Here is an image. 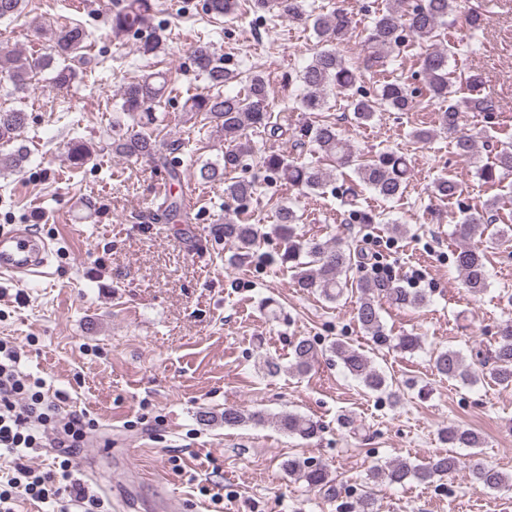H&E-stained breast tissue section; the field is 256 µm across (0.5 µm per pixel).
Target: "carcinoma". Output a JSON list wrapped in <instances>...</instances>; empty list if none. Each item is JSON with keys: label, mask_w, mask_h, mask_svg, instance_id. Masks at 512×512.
<instances>
[{"label": "carcinoma", "mask_w": 512, "mask_h": 512, "mask_svg": "<svg viewBox=\"0 0 512 512\" xmlns=\"http://www.w3.org/2000/svg\"><path fill=\"white\" fill-rule=\"evenodd\" d=\"M252 10L258 18L277 9L288 17L293 25L311 29L322 41L306 66L299 71L297 78L302 93L297 98V110L301 112H324L329 109L331 92L342 96L352 119L362 125L371 122L379 109L391 112H413L422 101L440 104L437 113L438 130L456 135V151L459 157L475 165L478 179L489 188H499L505 177L512 175V142H502L496 146L491 160L482 165L476 164L477 150L474 141L458 133L461 112L496 111L495 102L480 94L481 74L474 71L459 76V83L466 85L473 95L463 100V105L451 103L453 81L448 70L450 49L439 47L434 41L440 30L448 25V16L457 10L459 0H392V4L377 12L369 33L362 45L361 62L355 66L340 53L351 30V18L345 8L338 6L329 15L315 13L307 0H251ZM27 0H0V22H12L22 16ZM239 9L238 0H204L202 11L205 15L235 18ZM157 6L153 0H124L120 10L112 15V33L136 34L142 37L138 52L145 58L155 57L163 49V40L157 32L154 20ZM487 15L469 7L464 14V22L469 36L474 38L485 30ZM51 43V53L31 60L12 50H0V72L6 73L13 91L24 92L39 74L51 69L50 83L64 88L71 86L78 77L73 68L74 60L90 37L88 31L78 25L63 26L44 31ZM411 38L423 45L425 51L418 60L423 82L412 85L401 79H387L377 86L365 90L358 85L362 72H383L393 62L392 55L403 41ZM198 74L214 88L226 87L237 82L243 85L241 92H217L189 99L185 111L202 115L208 123L219 130L224 140L235 144V148L224 152L214 161L199 169L200 180L204 183H224L226 198L237 202L247 201L257 193L254 181L234 180L226 182L225 175L230 171L248 166L253 157L249 136L264 134L281 137L288 128L274 120L269 111V81L261 70H254L243 76L224 65V59L209 46H200L193 53ZM166 80L151 74L139 81L126 85L121 92L120 112L130 121L125 125L117 120L112 124V133L107 135L112 153L127 157H153L156 155L157 140L143 132L145 127L158 130L167 126L168 116L156 114L155 105L165 94ZM28 115L21 109H0V144L9 145L20 137L26 127ZM314 147L315 152L330 158L334 168L341 172L346 168L357 180L384 200L402 197L410 179L411 169L407 157L394 150H386L372 159H363L355 154L351 145L343 137L336 123L320 120L302 125L291 133V148L302 150ZM71 158L83 163L96 153L93 144L74 139L69 143ZM26 153L18 147L7 153H0V175L5 171L21 168ZM258 165L266 173L282 180L291 187L303 192L318 193L330 182L331 174L312 162H298L281 152H270L259 157ZM459 182L451 175H442L433 183L432 193L440 200H448L461 195ZM507 195L496 194L486 200L481 208L463 212L457 232L463 238H476L489 235L490 240H499L512 235V225L498 226L500 210L506 206ZM157 210L168 224H184L189 219L185 197L172 193L161 198ZM301 216L290 205L277 210L276 223L272 233L284 244V252L279 261L290 263L298 287L329 302L339 300L345 290L352 287L360 293L356 307V320L361 329L374 341L393 347L401 352L412 353L421 347L417 336H389L382 321L381 300L385 299L397 306L418 307L425 297L411 293L407 289L388 283H371L365 279L351 277L353 271L364 263L365 256L341 239L311 241L298 234ZM215 237L232 244L235 251L228 264H242L258 252L266 234L258 225L249 223L245 212L238 218H224V223L212 229ZM454 265L462 274L467 291L473 295L483 293L488 286V269L485 251L477 246H464L454 253ZM346 370L351 376L371 392H387L393 383L386 373L375 366L359 350L341 340L331 344ZM315 343L307 338L297 339L293 344L290 369L298 374L307 373L315 358ZM471 357L479 364L489 366V370L478 372L466 363L463 353L453 347L438 351L434 358V368L438 374L467 386L489 378L504 387L512 386V320L503 322L498 330V338L489 355H484L481 347L471 348ZM224 426L235 427L247 422L255 424L271 423L290 437L310 440L319 432V425L308 416L288 412L272 418L261 411L245 412L237 407H226L222 414ZM440 439L451 448H479L481 436L472 429L460 426H447L441 429ZM459 466L454 455H438L418 463L409 458L376 466L370 471V478L391 486L404 485L410 481L430 484L435 479L449 474ZM289 476L302 481L312 489L334 490L330 472L322 465L311 464L306 459L291 457L283 463ZM471 479L485 490H512V476L495 468L476 465L471 469Z\"/></svg>", "instance_id": "obj_1"}]
</instances>
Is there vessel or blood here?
Instances as JSON below:
<instances>
[{
  "label": "vessel or blood",
  "mask_w": 512,
  "mask_h": 512,
  "mask_svg": "<svg viewBox=\"0 0 512 512\" xmlns=\"http://www.w3.org/2000/svg\"><path fill=\"white\" fill-rule=\"evenodd\" d=\"M51 249L45 239L12 232L0 234V276L18 278L49 277Z\"/></svg>",
  "instance_id": "obj_1"
}]
</instances>
